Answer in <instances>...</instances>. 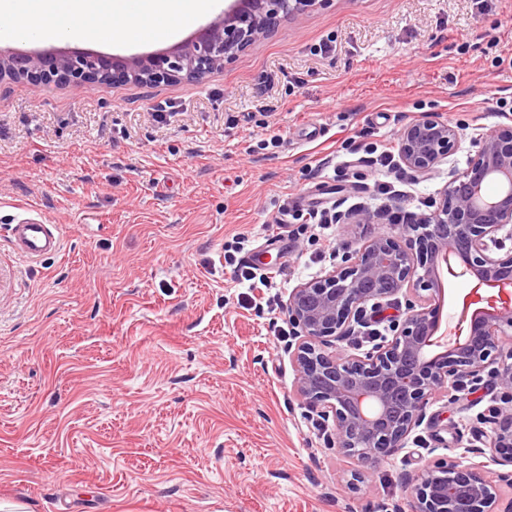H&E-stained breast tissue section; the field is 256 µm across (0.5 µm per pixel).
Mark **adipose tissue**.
<instances>
[{"instance_id":"ef3b65f1","label":"adipose tissue","mask_w":512,"mask_h":512,"mask_svg":"<svg viewBox=\"0 0 512 512\" xmlns=\"http://www.w3.org/2000/svg\"><path fill=\"white\" fill-rule=\"evenodd\" d=\"M216 0H142L139 20L151 25L160 20L174 21L201 17L214 8ZM26 15L30 30L44 38H81L99 29L98 15L111 24L112 40L125 35L122 0H45L40 13L27 10L25 0H0V26Z\"/></svg>"}]
</instances>
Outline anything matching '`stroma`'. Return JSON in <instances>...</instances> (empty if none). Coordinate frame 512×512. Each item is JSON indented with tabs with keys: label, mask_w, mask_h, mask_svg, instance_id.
<instances>
[{
	"label": "stroma",
	"mask_w": 512,
	"mask_h": 512,
	"mask_svg": "<svg viewBox=\"0 0 512 512\" xmlns=\"http://www.w3.org/2000/svg\"><path fill=\"white\" fill-rule=\"evenodd\" d=\"M5 51L132 56L189 39L43 40L25 19ZM456 125L425 178L396 154L405 125ZM512 121V0H323L200 82L144 87L0 83V503L27 512H391L431 456L485 446L491 384L438 391L372 478L326 441L332 419L295 390L285 304L344 244L393 225L296 222L272 287L236 280L225 252L262 253L280 208L324 190L337 214L428 211L471 139ZM390 182L400 194L378 195ZM65 228L29 261L10 224ZM443 326L497 289L439 269Z\"/></svg>",
	"instance_id": "stroma-1"
}]
</instances>
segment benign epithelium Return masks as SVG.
<instances>
[{"label": "benign epithelium", "instance_id": "7a95c632", "mask_svg": "<svg viewBox=\"0 0 512 512\" xmlns=\"http://www.w3.org/2000/svg\"><path fill=\"white\" fill-rule=\"evenodd\" d=\"M316 2L230 0L194 37L143 56L0 50V83L83 92L107 82L200 81ZM396 141L403 164L424 178L456 150L459 131L427 118L404 126ZM472 144L466 168L451 176L433 210L412 215L393 235L379 232L346 245L332 270L294 288L286 303L297 339V392L311 409L333 417L330 442L357 462V481L403 447L439 389L455 392L456 400L485 377L500 389L501 405L486 419L489 447L428 461L406 478V508L396 512H512V499L505 503L499 494L502 485L512 488V349L502 348L512 340V310L471 320L465 340L426 355L440 328V263L456 255L482 281L512 279V250L499 254L504 240L498 237L512 224V124L481 133ZM407 293L414 299L403 318L390 320L391 337L361 355L343 348L357 327L383 321Z\"/></svg>", "mask_w": 512, "mask_h": 512}]
</instances>
